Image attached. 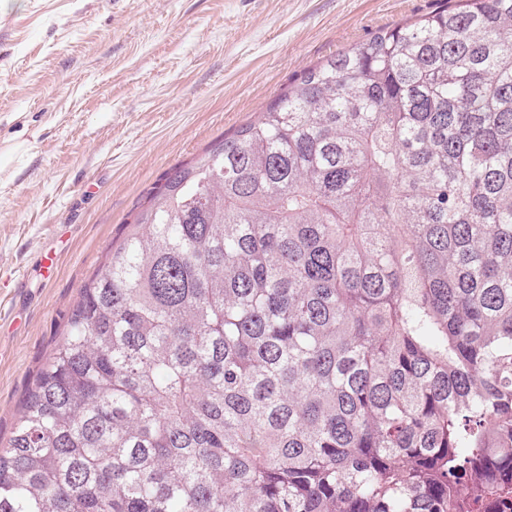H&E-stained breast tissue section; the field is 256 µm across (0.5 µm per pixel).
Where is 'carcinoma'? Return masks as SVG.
<instances>
[{"instance_id":"carcinoma-1","label":"carcinoma","mask_w":512,"mask_h":512,"mask_svg":"<svg viewBox=\"0 0 512 512\" xmlns=\"http://www.w3.org/2000/svg\"><path fill=\"white\" fill-rule=\"evenodd\" d=\"M512 492V0L307 68L85 285L0 512H471Z\"/></svg>"}]
</instances>
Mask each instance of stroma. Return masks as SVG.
Returning <instances> with one entry per match:
<instances>
[{"label": "stroma", "mask_w": 512, "mask_h": 512, "mask_svg": "<svg viewBox=\"0 0 512 512\" xmlns=\"http://www.w3.org/2000/svg\"><path fill=\"white\" fill-rule=\"evenodd\" d=\"M441 4L0 0V448L164 175L307 67Z\"/></svg>", "instance_id": "stroma-1"}]
</instances>
